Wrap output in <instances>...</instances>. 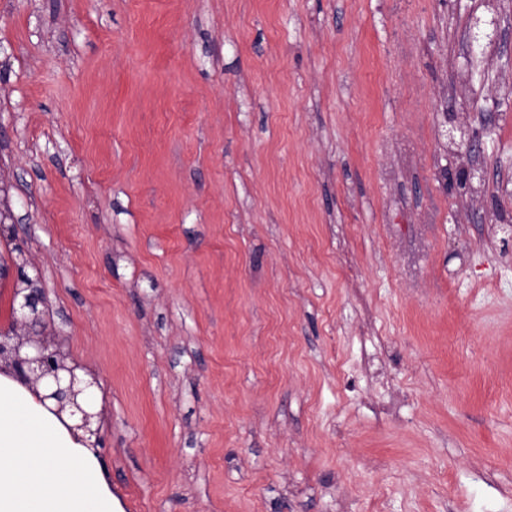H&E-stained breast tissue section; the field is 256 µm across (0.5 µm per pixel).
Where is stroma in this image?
Instances as JSON below:
<instances>
[{"instance_id":"35a3bbf8","label":"stroma","mask_w":512,"mask_h":512,"mask_svg":"<svg viewBox=\"0 0 512 512\" xmlns=\"http://www.w3.org/2000/svg\"><path fill=\"white\" fill-rule=\"evenodd\" d=\"M473 15L512 0H0V263L100 385L116 512H512Z\"/></svg>"}]
</instances>
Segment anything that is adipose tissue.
<instances>
[{
    "label": "adipose tissue",
    "instance_id": "1",
    "mask_svg": "<svg viewBox=\"0 0 512 512\" xmlns=\"http://www.w3.org/2000/svg\"><path fill=\"white\" fill-rule=\"evenodd\" d=\"M93 452L24 386L0 374V512H113Z\"/></svg>",
    "mask_w": 512,
    "mask_h": 512
}]
</instances>
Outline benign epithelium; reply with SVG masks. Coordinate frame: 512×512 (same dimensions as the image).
I'll use <instances>...</instances> for the list:
<instances>
[{
    "label": "benign epithelium",
    "mask_w": 512,
    "mask_h": 512,
    "mask_svg": "<svg viewBox=\"0 0 512 512\" xmlns=\"http://www.w3.org/2000/svg\"><path fill=\"white\" fill-rule=\"evenodd\" d=\"M500 32V22L484 23L477 19L469 26L467 37L478 47L493 43ZM25 287L15 292L17 318L7 331L0 330V374L16 380L38 398L53 402L48 410L57 416L65 411L80 415L78 428L89 434L83 439H100L99 430L91 429V419L101 417L96 411L98 382L82 364L71 361L64 353V340L46 333L49 303L45 289L37 287L29 276L21 274Z\"/></svg>",
    "instance_id": "1"
}]
</instances>
